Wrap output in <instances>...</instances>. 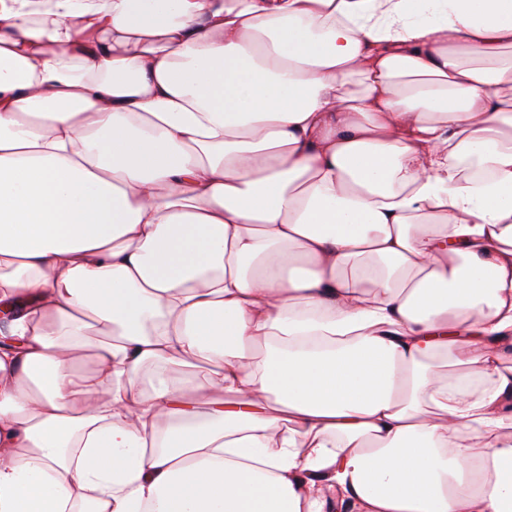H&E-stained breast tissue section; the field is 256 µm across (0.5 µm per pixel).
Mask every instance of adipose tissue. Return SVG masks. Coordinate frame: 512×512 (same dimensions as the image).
<instances>
[{
	"mask_svg": "<svg viewBox=\"0 0 512 512\" xmlns=\"http://www.w3.org/2000/svg\"><path fill=\"white\" fill-rule=\"evenodd\" d=\"M331 494L512 512V0H0V512Z\"/></svg>",
	"mask_w": 512,
	"mask_h": 512,
	"instance_id": "1",
	"label": "adipose tissue"
}]
</instances>
